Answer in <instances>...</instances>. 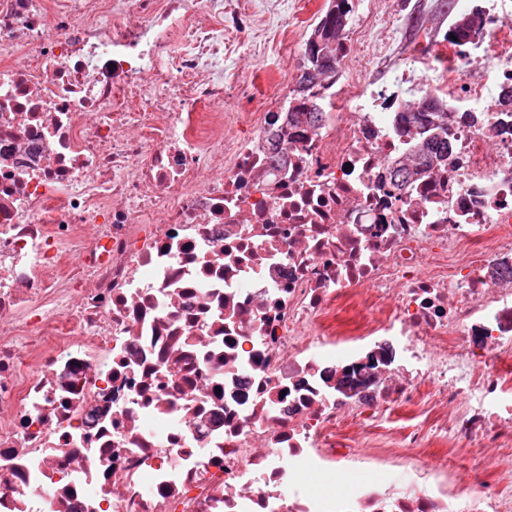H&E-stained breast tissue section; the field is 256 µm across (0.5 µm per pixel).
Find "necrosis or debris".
I'll return each mask as SVG.
<instances>
[{"label":"necrosis or debris","instance_id":"obj_1","mask_svg":"<svg viewBox=\"0 0 512 512\" xmlns=\"http://www.w3.org/2000/svg\"><path fill=\"white\" fill-rule=\"evenodd\" d=\"M502 28L306 125L239 0H0V512H512L448 481L512 446ZM235 70L241 80L255 79L257 83L278 82L283 80V60L273 50L255 52L247 56L236 57ZM432 117L431 119H424L425 126H434L435 134L427 140V154L423 155L424 158L441 159L448 154V112L436 108L434 105L427 106L423 113ZM445 135L447 137L445 138Z\"/></svg>","mask_w":512,"mask_h":512}]
</instances>
